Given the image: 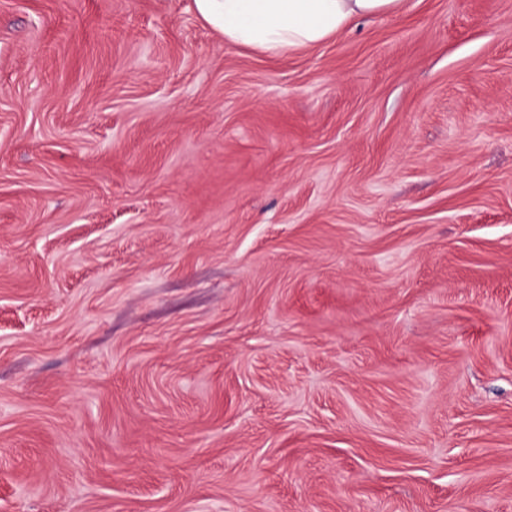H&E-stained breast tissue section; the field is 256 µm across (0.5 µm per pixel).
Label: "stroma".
<instances>
[{
	"mask_svg": "<svg viewBox=\"0 0 512 512\" xmlns=\"http://www.w3.org/2000/svg\"><path fill=\"white\" fill-rule=\"evenodd\" d=\"M0 512H512V0H0ZM225 43L270 56L318 46L357 18L397 14L404 0H192Z\"/></svg>",
	"mask_w": 512,
	"mask_h": 512,
	"instance_id": "1",
	"label": "stroma"
}]
</instances>
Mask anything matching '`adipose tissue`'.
Wrapping results in <instances>:
<instances>
[{"instance_id":"1","label":"adipose tissue","mask_w":512,"mask_h":512,"mask_svg":"<svg viewBox=\"0 0 512 512\" xmlns=\"http://www.w3.org/2000/svg\"><path fill=\"white\" fill-rule=\"evenodd\" d=\"M225 43L270 56L318 46L357 18L395 14L404 0H192Z\"/></svg>"}]
</instances>
